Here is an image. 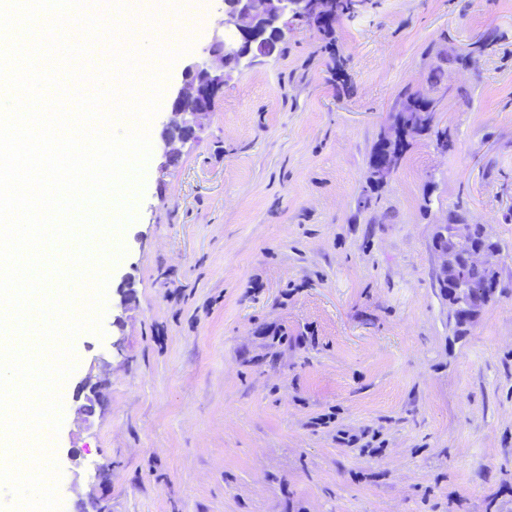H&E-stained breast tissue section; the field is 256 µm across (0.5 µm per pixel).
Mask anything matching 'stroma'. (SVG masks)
<instances>
[{
  "label": "stroma",
  "mask_w": 512,
  "mask_h": 512,
  "mask_svg": "<svg viewBox=\"0 0 512 512\" xmlns=\"http://www.w3.org/2000/svg\"><path fill=\"white\" fill-rule=\"evenodd\" d=\"M190 53L150 125L103 336L74 342L53 443L69 512H512V0H365L294 23L230 73L164 166L169 92L222 0H186ZM155 0L132 35L169 44ZM466 65H449L454 54ZM453 146L417 136L363 203L402 89ZM461 209L499 242L501 287L466 334L439 289L436 225ZM134 294L122 327L113 304ZM105 380L93 416L76 388Z\"/></svg>",
  "instance_id": "35a3bbf8"
}]
</instances>
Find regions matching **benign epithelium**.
<instances>
[{
	"mask_svg": "<svg viewBox=\"0 0 512 512\" xmlns=\"http://www.w3.org/2000/svg\"><path fill=\"white\" fill-rule=\"evenodd\" d=\"M318 16L317 0H224V14L214 30L210 46L203 49L202 57L185 67L183 85L172 94V118L166 127H179L184 130V135L178 139L163 138L167 153L177 152L176 143L198 137L201 119L211 111L214 99L224 88V57L213 53L211 46L224 44L225 34L229 33L238 42L235 55L239 63L251 65L257 58L267 55L266 33L251 30L256 19H262L266 29L283 39L292 22ZM433 245L440 269L446 271L455 266L461 256L468 264L488 273L480 286L459 279L448 289V296L455 299L456 318L469 322L474 310L481 305L482 297L497 288L498 271L492 259L499 255L500 248L470 247L462 224L438 225ZM81 389L86 395L80 409L91 414L101 400L102 381L94 384L87 381Z\"/></svg>",
	"mask_w": 512,
	"mask_h": 512,
	"instance_id": "1",
	"label": "benign epithelium"
}]
</instances>
